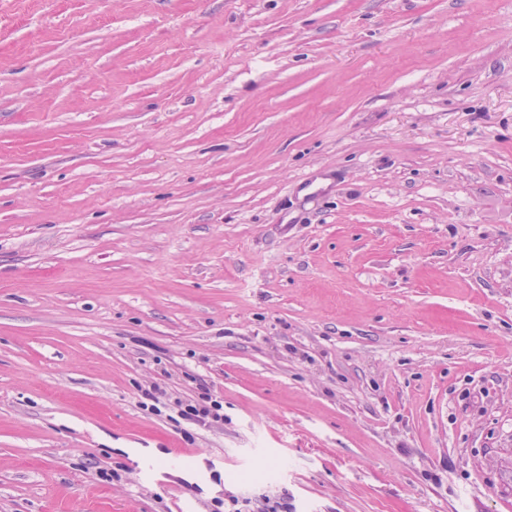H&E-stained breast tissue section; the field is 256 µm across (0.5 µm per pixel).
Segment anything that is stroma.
I'll return each mask as SVG.
<instances>
[{"instance_id": "35a3bbf8", "label": "stroma", "mask_w": 512, "mask_h": 512, "mask_svg": "<svg viewBox=\"0 0 512 512\" xmlns=\"http://www.w3.org/2000/svg\"><path fill=\"white\" fill-rule=\"evenodd\" d=\"M231 495L512 512V0H0V512ZM198 389L201 391L198 393L201 403L197 400L174 401L179 417L198 426H211L213 422L224 421L223 400H218L205 386L200 385Z\"/></svg>"}]
</instances>
